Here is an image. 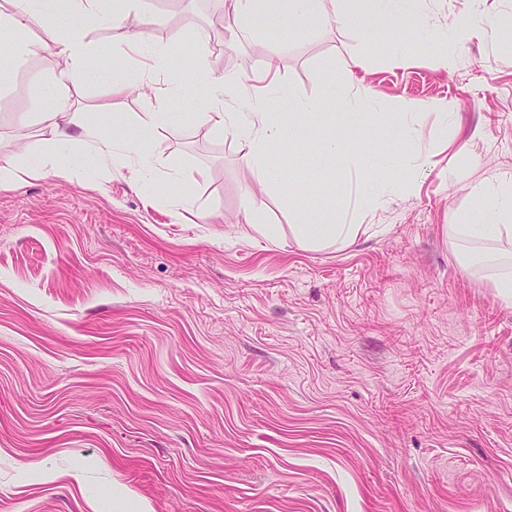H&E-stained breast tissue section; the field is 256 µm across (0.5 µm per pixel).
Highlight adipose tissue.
Listing matches in <instances>:
<instances>
[{
    "label": "adipose tissue",
    "instance_id": "1",
    "mask_svg": "<svg viewBox=\"0 0 512 512\" xmlns=\"http://www.w3.org/2000/svg\"><path fill=\"white\" fill-rule=\"evenodd\" d=\"M325 0H225L217 22L227 44H235L247 34L266 35L296 28L310 29L332 20L346 27H359L375 42L384 39L390 22L419 39L431 31L419 10L420 0H338L333 12L323 8ZM142 0H0V31L9 35V50L18 55L29 50L26 34L40 30L41 46L57 60L55 76L42 91L40 110L35 120L36 134L47 148H56L90 137L98 141L102 152L112 150L111 124L88 126L74 110L69 85L75 74L95 75L99 55L85 42L83 28L90 22L109 21L127 24V46L135 54L146 56L145 33L141 27L129 26V19L141 14ZM255 92L247 112H228L220 99H212L208 111L197 113L199 125L209 131L235 133L241 142L242 159L252 176V185L265 190L283 185V170L272 158L274 146L290 141L291 129L266 110L272 95L283 92L277 76L270 70L250 76ZM372 105L367 94H360L352 111L335 115L326 111L321 98L295 101L294 120L320 125L343 122L347 138L336 136L323 140L318 152L304 154L303 160L313 168L343 163L355 165L361 158L350 145V137L360 135L366 111ZM179 122L164 102L137 115L134 129L124 145L142 161H149L154 137L159 131L174 128ZM477 198H493V205L480 213L456 215L447 224L448 240L460 251L464 269L481 266L490 288L507 305H512V178H503L475 190ZM296 241L304 247H344L369 235L370 225L356 222L347 213L323 209L300 214L291 227Z\"/></svg>",
    "mask_w": 512,
    "mask_h": 512
}]
</instances>
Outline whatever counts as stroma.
Returning <instances> with one entry per match:
<instances>
[{"mask_svg":"<svg viewBox=\"0 0 512 512\" xmlns=\"http://www.w3.org/2000/svg\"><path fill=\"white\" fill-rule=\"evenodd\" d=\"M215 7L152 0L151 46L188 66L119 98L106 89L125 27L84 30L107 50L71 85L87 121L102 103L134 118L182 87L180 122L146 165L83 142L49 152L32 122L54 57L37 47L0 66V168H46L0 187V512H512V306L444 230L477 185L512 176V45L473 39L446 70L439 35L475 6L422 0L433 35L392 28L402 60L332 22L217 50ZM270 63L284 123L294 98L333 83L339 113L368 86L388 119L355 145L388 153L385 180L330 165L287 172L290 203L250 191L239 140L196 115L210 74L237 108ZM248 193L276 238L241 234ZM339 206L371 235L297 243L296 212Z\"/></svg>","mask_w":512,"mask_h":512,"instance_id":"35a3bbf8","label":"stroma"}]
</instances>
